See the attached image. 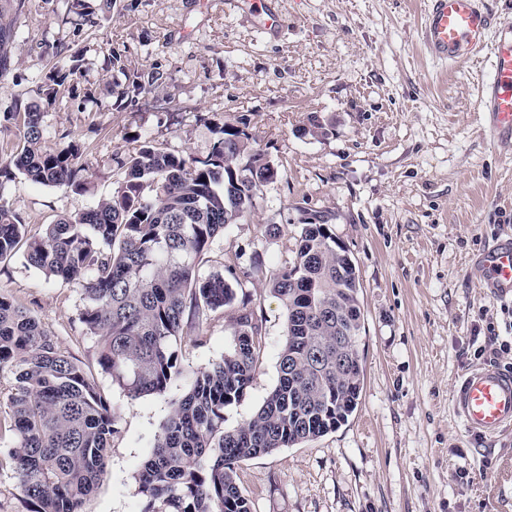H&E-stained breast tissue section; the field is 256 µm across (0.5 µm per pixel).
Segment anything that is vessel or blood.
Returning a JSON list of instances; mask_svg holds the SVG:
<instances>
[{
    "label": "vessel or blood",
    "instance_id": "obj_1",
    "mask_svg": "<svg viewBox=\"0 0 512 512\" xmlns=\"http://www.w3.org/2000/svg\"><path fill=\"white\" fill-rule=\"evenodd\" d=\"M231 5L268 32L281 26L269 0H231ZM421 37L433 58L448 63L489 50L492 70L480 100L484 124L501 144L512 146V15L493 13L487 0H428ZM469 272L490 296H512V239L487 245L471 258ZM453 404L469 431L495 440L512 431V373L493 366L468 371L454 390Z\"/></svg>",
    "mask_w": 512,
    "mask_h": 512
}]
</instances>
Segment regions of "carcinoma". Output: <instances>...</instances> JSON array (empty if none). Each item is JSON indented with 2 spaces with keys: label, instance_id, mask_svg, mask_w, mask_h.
<instances>
[{
  "label": "carcinoma",
  "instance_id": "1",
  "mask_svg": "<svg viewBox=\"0 0 512 512\" xmlns=\"http://www.w3.org/2000/svg\"><path fill=\"white\" fill-rule=\"evenodd\" d=\"M79 70L74 56L67 70L53 71L45 83L49 100ZM0 118L22 119V146L0 167V177L18 172L35 184L88 190L76 142L43 146L38 106ZM245 128L241 120L216 125L217 140L204 160L133 137L140 145L118 162L126 175L112 195L41 234H28L19 213L0 198V260L20 251L47 278L81 287L79 320L97 337V364L132 400L167 395L183 371L174 344L194 335L208 312L237 298L223 273L202 278L196 267L224 228L251 212L262 187H245L240 208L224 196L228 171L262 157L249 148ZM226 136L240 138L238 152L224 154ZM359 288L355 266L328 226L302 225L291 259L265 285L284 313L275 387L248 420L224 428V408L251 387L263 344L261 320L245 294L233 324L236 342L169 401L136 476L142 512H252L238 484L241 462L317 439L348 421L363 381ZM3 368L14 374L7 401L11 455L32 512H86L106 475L120 412L39 318L0 293Z\"/></svg>",
  "mask_w": 512,
  "mask_h": 512
}]
</instances>
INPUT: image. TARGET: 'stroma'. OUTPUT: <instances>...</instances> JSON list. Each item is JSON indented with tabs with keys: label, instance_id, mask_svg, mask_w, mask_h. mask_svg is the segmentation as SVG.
<instances>
[{
	"label": "stroma",
	"instance_id": "obj_1",
	"mask_svg": "<svg viewBox=\"0 0 512 512\" xmlns=\"http://www.w3.org/2000/svg\"><path fill=\"white\" fill-rule=\"evenodd\" d=\"M426 5L275 0L281 28L272 35L224 0H0V25L12 33L0 112L40 105L45 147L73 139L88 164L84 193L19 174L0 185L29 233L110 196L136 134L203 159L215 125L242 118L251 147L277 165L250 216L226 226L198 262L203 277L231 265L263 323L259 369L225 409V428L249 419L278 380L284 314L263 283L303 222H325L355 265L360 404L336 431L241 464L253 512H512V433L486 441L453 406L458 379L480 365L472 343L512 338V313L467 273L472 255L512 235V151L480 120L489 51L451 65L432 59L419 40ZM75 53L77 97L63 90L43 103L45 74ZM129 72L140 75V92ZM0 292L37 315L121 412L89 512H140L136 475L168 399L187 390L188 371L223 358L238 305L210 313L200 336L178 343L187 373L169 397L132 401L97 364V341L79 320L81 288L46 278L18 253L0 260ZM14 444L1 422L0 512H29Z\"/></svg>",
	"mask_w": 512,
	"mask_h": 512
}]
</instances>
